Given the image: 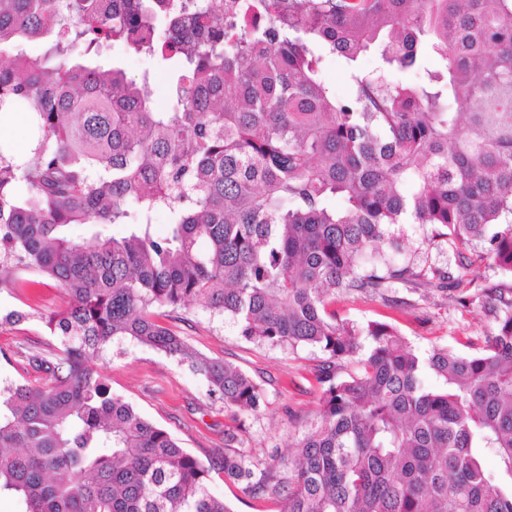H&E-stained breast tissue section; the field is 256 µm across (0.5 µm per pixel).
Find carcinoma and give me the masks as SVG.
I'll use <instances>...</instances> for the list:
<instances>
[{
    "label": "carcinoma",
    "instance_id": "obj_1",
    "mask_svg": "<svg viewBox=\"0 0 512 512\" xmlns=\"http://www.w3.org/2000/svg\"><path fill=\"white\" fill-rule=\"evenodd\" d=\"M109 42L171 62L172 107L149 73L93 61ZM374 45L397 71L427 52L439 67L418 83L356 76L337 98L315 49L354 62ZM3 52L0 111L28 113L33 139L24 157L0 152V285L32 268L66 305L45 316L57 349L26 356L47 383L0 388V496L19 512H232L210 468L89 365L131 341L259 411V383L158 320L191 305L249 341L325 355L288 483L224 431L219 467L245 495L283 512H512V282L483 290L495 327L467 353L419 354L334 307L395 283L454 289L447 271L391 260L392 224L512 276V0H0ZM73 224L128 233L80 241Z\"/></svg>",
    "mask_w": 512,
    "mask_h": 512
}]
</instances>
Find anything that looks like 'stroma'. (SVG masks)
I'll use <instances>...</instances> for the list:
<instances>
[{
	"instance_id": "1",
	"label": "stroma",
	"mask_w": 512,
	"mask_h": 512,
	"mask_svg": "<svg viewBox=\"0 0 512 512\" xmlns=\"http://www.w3.org/2000/svg\"><path fill=\"white\" fill-rule=\"evenodd\" d=\"M99 62L105 67L118 64L134 78L150 71L155 96L159 102L168 101L171 73L167 65L119 44L104 47ZM379 64L374 49L351 65L341 57L326 54L322 57L320 75L337 97L347 98L354 90L353 74H370ZM393 231L404 241L407 254L416 263L457 272L458 257L447 242L439 240L424 245L423 231L414 224H397ZM34 277V272L20 267L15 283L0 286V317L12 311L24 314L21 322L0 324L1 383H44L41 375L26 372L24 355L44 350L50 344L43 317L62 306L63 295L52 284L34 290L25 288V281ZM503 279L496 266L479 262L460 282L457 294L447 296L423 286L409 289L399 285L390 298L399 300L400 308L387 307L380 297L354 292L337 295L336 310L341 317L360 326L372 320L393 323L418 353L435 347L459 351L464 343L483 338L493 327L494 318L482 291ZM461 295L468 297V306L458 303ZM170 326L192 348L224 359L260 383L265 406L256 413H235L225 407L223 400L208 396L202 378L177 359L128 341L114 343L106 358L96 363L113 394L169 431L183 448L206 464L219 462L224 453L225 430L240 423L238 436L248 458L275 478L286 477L292 437L309 429L319 408L313 370L322 360V353L311 347L294 350L247 341L232 320L213 318L197 309L171 321ZM209 487L233 512H282L284 508L280 498L246 496L239 485L225 481L217 469L211 473Z\"/></svg>"
}]
</instances>
